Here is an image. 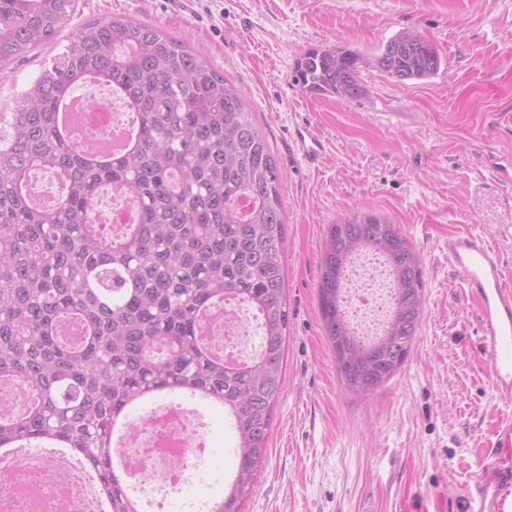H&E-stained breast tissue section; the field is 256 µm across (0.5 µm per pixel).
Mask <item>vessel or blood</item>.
I'll use <instances>...</instances> for the list:
<instances>
[{"mask_svg":"<svg viewBox=\"0 0 512 512\" xmlns=\"http://www.w3.org/2000/svg\"><path fill=\"white\" fill-rule=\"evenodd\" d=\"M303 160L317 165L324 147L310 127L295 131ZM448 265L458 274L465 296L479 305L480 346L487 355L493 386L499 395L512 398V285L504 278V261L499 251L474 232L448 238ZM512 495V467L495 463L485 467L477 482L475 507L466 512H505Z\"/></svg>","mask_w":512,"mask_h":512,"instance_id":"1","label":"vessel or blood"}]
</instances>
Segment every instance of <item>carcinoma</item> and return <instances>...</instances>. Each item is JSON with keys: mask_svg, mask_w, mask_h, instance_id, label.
Here are the masks:
<instances>
[{"mask_svg": "<svg viewBox=\"0 0 512 512\" xmlns=\"http://www.w3.org/2000/svg\"><path fill=\"white\" fill-rule=\"evenodd\" d=\"M75 0H0V66L54 42ZM361 57L310 48L295 82L311 94L357 100ZM377 66L400 80L435 75L426 38L401 33ZM105 83L133 121L130 150L97 160L60 130L76 84ZM56 174L57 202H31L29 173ZM118 188L132 224L109 234L94 200ZM280 173L245 93L161 28L112 15L85 24L66 50L0 112V382L24 387L20 414L0 417V448L47 443L82 456L109 512H140L116 480L113 420L147 395L199 393L234 424L237 465L212 512H242L266 462L288 343ZM384 258L392 306L380 333L357 335L346 316L345 274L362 253ZM422 261L389 216L358 210L328 225L319 311L337 375L359 397L389 381L411 354L424 317ZM257 310L261 351L228 368L203 351L202 313L224 302Z\"/></svg>", "mask_w": 512, "mask_h": 512, "instance_id": "obj_1", "label": "carcinoma"}]
</instances>
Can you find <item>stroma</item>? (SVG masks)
I'll list each match as a JSON object with an SVG mask.
<instances>
[{
	"label": "stroma",
	"instance_id": "35a3bbf8",
	"mask_svg": "<svg viewBox=\"0 0 512 512\" xmlns=\"http://www.w3.org/2000/svg\"><path fill=\"white\" fill-rule=\"evenodd\" d=\"M124 15L182 40L248 95L281 173L287 223L288 345L268 460L243 512H451L499 447L512 400L493 390L479 317L449 268V235L481 234L512 282V0H77L58 38L0 68V112L12 111L84 23ZM437 49L436 75L403 82L374 60L401 31ZM370 59L364 97L306 93L294 78L311 47ZM307 125L318 166L298 155ZM382 212L422 259L425 318L410 359L376 392L343 390L317 300L328 224ZM206 453L163 512H197L224 493L235 443L223 408L194 397ZM295 141L303 160L309 165H317L323 157L324 147L320 138L308 126L298 127Z\"/></svg>",
	"mask_w": 512,
	"mask_h": 512
}]
</instances>
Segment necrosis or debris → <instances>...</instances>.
I'll list each match as a JSON object with an SVG mask.
<instances>
[{"mask_svg":"<svg viewBox=\"0 0 512 512\" xmlns=\"http://www.w3.org/2000/svg\"><path fill=\"white\" fill-rule=\"evenodd\" d=\"M94 105L84 111L85 125L109 136L122 122L118 115L123 104L110 100L101 88L87 93ZM392 285L383 260L374 254L356 256L349 266L346 308L362 336H376L390 310ZM137 435L125 440L120 453L132 467L137 482L153 481L163 475L166 485L179 489L190 475L188 463L200 460L204 443L197 425L189 419L182 404L169 402L143 415ZM58 458L50 449L39 454L16 450L8 466H0V512H95L86 489L76 476V463H69L66 480L55 477Z\"/></svg>","mask_w":512,"mask_h":512,"instance_id":"obj_1","label":"necrosis or debris"}]
</instances>
